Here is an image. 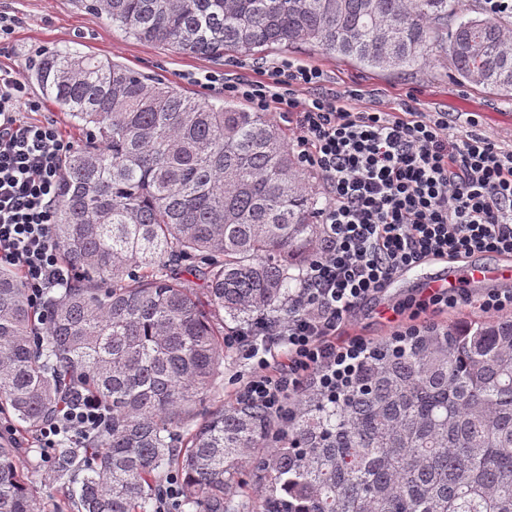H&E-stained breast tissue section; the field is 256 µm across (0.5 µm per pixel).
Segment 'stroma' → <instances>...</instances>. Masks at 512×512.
Here are the masks:
<instances>
[{
	"label": "stroma",
	"mask_w": 512,
	"mask_h": 512,
	"mask_svg": "<svg viewBox=\"0 0 512 512\" xmlns=\"http://www.w3.org/2000/svg\"><path fill=\"white\" fill-rule=\"evenodd\" d=\"M0 13L19 21L11 45L0 51V67L22 75L40 54L68 47L121 62L135 71L165 79L194 97L215 102L218 94L197 84L195 75L214 71L258 80L270 63L288 57L321 69L326 75L327 88L338 91L349 86L362 88L365 96L360 108L378 107L398 112L404 103L410 102L421 112L441 110L447 112L452 131L458 136L468 131V121L474 116L479 120L478 132L495 143L512 145V100L480 86L456 83L447 60L442 57L407 72L366 70L305 46L274 47L242 61L235 57L200 58L173 52L161 44L125 37L105 17L77 9L71 0H0ZM420 286L418 280L394 277L374 300L355 314L346 328L347 334L362 335L375 344L392 339L399 327L381 318L382 308L409 301ZM221 372L219 392L204 399L205 406L211 410L233 403L241 379L248 374V365L236 350L229 348L224 352ZM267 454V449H252L242 464L240 481L230 484L225 492L239 512H259L263 481L258 465ZM21 466L46 512H62L65 498L59 483L51 477V463L42 461L34 451L22 457Z\"/></svg>",
	"instance_id": "obj_1"
}]
</instances>
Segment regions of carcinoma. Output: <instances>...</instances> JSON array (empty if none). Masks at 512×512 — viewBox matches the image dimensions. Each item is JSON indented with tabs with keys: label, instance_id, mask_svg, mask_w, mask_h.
<instances>
[{
	"label": "carcinoma",
	"instance_id": "obj_1",
	"mask_svg": "<svg viewBox=\"0 0 512 512\" xmlns=\"http://www.w3.org/2000/svg\"><path fill=\"white\" fill-rule=\"evenodd\" d=\"M71 2L186 55L308 45L408 71L443 54L457 81L512 98L505 23L462 0ZM27 78L89 132L63 161L57 205L78 276L50 300L35 349L21 281L0 271V409L31 431L76 384L112 406L110 434L58 449L53 480L72 512H147L173 471L185 506L225 512L242 458L270 440L261 512H512V316L372 347L335 394L303 393L286 430L249 405L207 413L224 321L288 314L318 249V200L284 131L87 53L56 50ZM20 454L0 437V512H43Z\"/></svg>",
	"mask_w": 512,
	"mask_h": 512
}]
</instances>
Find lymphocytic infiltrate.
<instances>
[{
	"instance_id": "f902f5d3",
	"label": "lymphocytic infiltrate",
	"mask_w": 512,
	"mask_h": 512,
	"mask_svg": "<svg viewBox=\"0 0 512 512\" xmlns=\"http://www.w3.org/2000/svg\"><path fill=\"white\" fill-rule=\"evenodd\" d=\"M204 79L217 93L279 112L300 161L327 191L320 249L287 315L257 318L224 339L250 366L236 403L284 419L305 381L335 390L370 348L362 337H343L344 327L407 268L432 258L512 256V148L475 132L452 137L443 111L358 109L361 89L324 91L320 69L289 58L268 66L261 81L215 72ZM40 109L18 73L0 68V269L18 273L42 325L51 293L77 272L62 261L55 234L61 161L72 145L53 121L35 119ZM468 299L459 288H425L409 307L391 312H440ZM275 346L286 359L274 365L268 355ZM111 428V406L77 387L30 445L48 461L60 440L77 448Z\"/></svg>"
}]
</instances>
